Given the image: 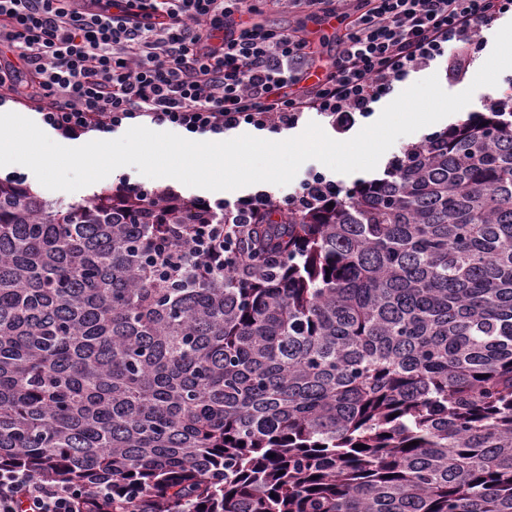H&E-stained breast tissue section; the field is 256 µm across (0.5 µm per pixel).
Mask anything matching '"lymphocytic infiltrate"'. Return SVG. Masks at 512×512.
I'll return each mask as SVG.
<instances>
[{
	"instance_id": "obj_1",
	"label": "lymphocytic infiltrate",
	"mask_w": 512,
	"mask_h": 512,
	"mask_svg": "<svg viewBox=\"0 0 512 512\" xmlns=\"http://www.w3.org/2000/svg\"><path fill=\"white\" fill-rule=\"evenodd\" d=\"M254 11V0H0V47L16 57L0 58V101L13 98L23 68L42 122L67 139L144 118L199 135L243 124L278 132L307 112L344 129L436 59L463 78L485 47L483 28L511 14L512 0H367L318 77L306 39L253 22ZM341 191L312 170L277 199L259 191L232 203L202 200V213H222L223 223L169 225L149 256L173 282L252 278L241 244L265 213L310 209ZM81 494L105 499L112 489L0 469V512H73Z\"/></svg>"
}]
</instances>
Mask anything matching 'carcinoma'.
<instances>
[{"label":"carcinoma","mask_w":512,"mask_h":512,"mask_svg":"<svg viewBox=\"0 0 512 512\" xmlns=\"http://www.w3.org/2000/svg\"><path fill=\"white\" fill-rule=\"evenodd\" d=\"M159 200L0 180V468L112 484L76 512H512V97L269 211L273 274L154 281Z\"/></svg>","instance_id":"carcinoma-1"}]
</instances>
